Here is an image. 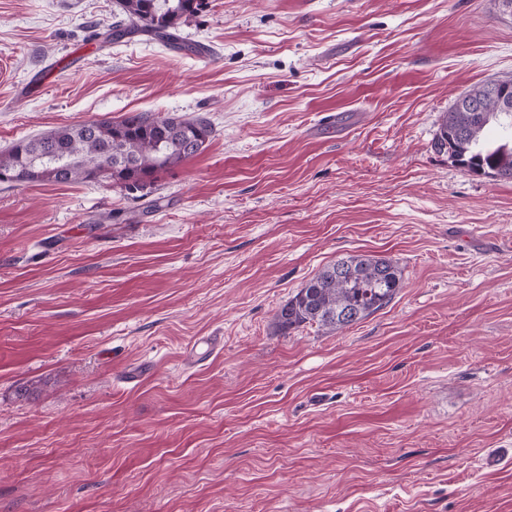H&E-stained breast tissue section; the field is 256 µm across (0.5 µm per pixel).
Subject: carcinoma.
Instances as JSON below:
<instances>
[{
    "instance_id": "1",
    "label": "carcinoma",
    "mask_w": 512,
    "mask_h": 512,
    "mask_svg": "<svg viewBox=\"0 0 512 512\" xmlns=\"http://www.w3.org/2000/svg\"><path fill=\"white\" fill-rule=\"evenodd\" d=\"M203 0H114L116 21L96 34L104 43L145 36L197 54L183 42L181 25ZM490 83L461 95L446 114L435 142L469 172L512 181V145L483 144L487 126L500 118L512 128V111L500 106ZM212 134L208 119H183L156 112H131L118 120L88 121L23 138L0 151V174L18 183L71 184L110 181L151 195L160 173L196 156ZM403 287L391 259L353 255L339 259L307 281L281 307L283 331L316 324L331 331L352 326L387 307Z\"/></svg>"
}]
</instances>
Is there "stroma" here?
I'll list each match as a JSON object with an SVG mask.
<instances>
[{
	"label": "stroma",
	"mask_w": 512,
	"mask_h": 512,
	"mask_svg": "<svg viewBox=\"0 0 512 512\" xmlns=\"http://www.w3.org/2000/svg\"><path fill=\"white\" fill-rule=\"evenodd\" d=\"M113 0H0V151L131 112L212 126L159 210L0 183V512H512V181L437 151L512 78L498 0H205L195 55ZM404 286L279 309L351 255ZM402 287V271L392 259L349 256L307 281L277 319L284 332L307 324L337 331L387 307Z\"/></svg>",
	"instance_id": "obj_1"
}]
</instances>
